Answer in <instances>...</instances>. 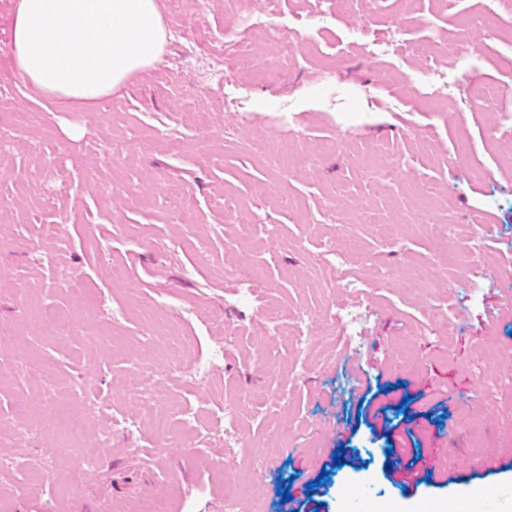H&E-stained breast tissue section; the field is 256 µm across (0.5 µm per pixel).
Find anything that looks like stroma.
I'll return each instance as SVG.
<instances>
[{
    "label": "stroma",
    "mask_w": 512,
    "mask_h": 512,
    "mask_svg": "<svg viewBox=\"0 0 512 512\" xmlns=\"http://www.w3.org/2000/svg\"><path fill=\"white\" fill-rule=\"evenodd\" d=\"M168 20H187L185 40L223 29L224 0H159ZM16 0H0V126L14 111L35 115L0 153V431L14 433L0 457L27 472L0 478V512H375L439 501L463 512V486L512 487V391L497 408L478 402L474 365L495 350L490 371L512 363V12L498 0H237L266 16L241 33L252 52L232 84L209 81L168 44L154 67L85 112L32 93L13 71ZM367 26L407 41L434 42L436 67L453 80L433 96L419 57L367 58L350 35ZM300 29L297 61L270 70L274 28ZM250 103L224 112L235 86ZM287 143L296 162L276 171L267 141ZM398 165L393 182L375 169L378 150ZM56 167L54 187L37 177ZM185 185L170 220L165 193ZM233 198L234 216L220 201ZM269 224L273 236L254 225ZM494 237L476 245L478 227ZM354 270L383 267L359 310L358 339L337 346L334 326L315 322L307 354L268 336L259 303L231 295V267H261L272 304L292 324L296 311L322 315L334 298L325 242ZM474 248L486 271L468 299L459 250ZM105 305L102 334L48 337L33 315L51 308L83 322L88 295ZM444 297L454 321L432 315ZM207 306L205 322L193 315ZM125 310L120 322L113 311ZM187 312L179 337L184 371L159 358L154 323ZM224 356L212 359L217 345ZM50 363L75 391L57 399L62 420L82 418L67 440L33 429L18 412L48 389L27 379L29 357ZM210 361L195 378V362ZM152 373L161 399L192 400L200 418L182 447L115 434L89 417L87 399L114 398L116 413L153 422L139 399ZM241 398L238 418L216 420ZM498 459L479 464L475 439ZM432 455L439 467L408 486L403 467ZM92 463L79 486L53 473ZM234 458L239 483L216 473ZM328 482H320L321 473ZM291 502H284V494Z\"/></svg>",
    "instance_id": "1"
}]
</instances>
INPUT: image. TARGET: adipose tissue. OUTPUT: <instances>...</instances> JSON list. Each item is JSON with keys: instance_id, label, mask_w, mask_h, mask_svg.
I'll list each match as a JSON object with an SVG mask.
<instances>
[{"instance_id": "1", "label": "adipose tissue", "mask_w": 512, "mask_h": 512, "mask_svg": "<svg viewBox=\"0 0 512 512\" xmlns=\"http://www.w3.org/2000/svg\"><path fill=\"white\" fill-rule=\"evenodd\" d=\"M168 40L159 0H17L11 54L35 93L90 106L153 67Z\"/></svg>"}]
</instances>
